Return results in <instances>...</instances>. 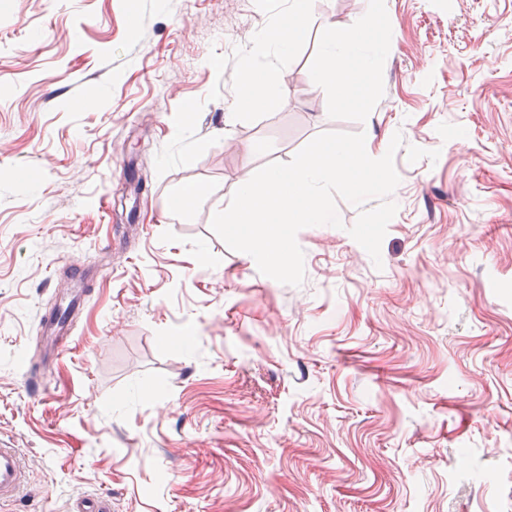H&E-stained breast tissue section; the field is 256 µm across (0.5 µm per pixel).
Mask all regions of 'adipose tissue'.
Instances as JSON below:
<instances>
[{"instance_id": "1", "label": "adipose tissue", "mask_w": 512, "mask_h": 512, "mask_svg": "<svg viewBox=\"0 0 512 512\" xmlns=\"http://www.w3.org/2000/svg\"><path fill=\"white\" fill-rule=\"evenodd\" d=\"M315 7V0H290L288 14L277 25L256 32L249 51V61L238 75L236 105L242 109L266 107L273 86L272 72L257 75L254 62L277 57L291 49L295 38L304 32ZM386 47L361 35L359 28L339 31L327 36L321 48L318 68L329 71L332 81L345 82L349 77L371 82L375 74V59Z\"/></svg>"}]
</instances>
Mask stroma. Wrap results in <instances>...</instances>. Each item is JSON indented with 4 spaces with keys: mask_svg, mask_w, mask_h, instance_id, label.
<instances>
[{
    "mask_svg": "<svg viewBox=\"0 0 512 512\" xmlns=\"http://www.w3.org/2000/svg\"><path fill=\"white\" fill-rule=\"evenodd\" d=\"M288 0H0V512H512V0H319L236 110ZM364 26L376 78L324 38ZM234 112L232 124L224 115ZM402 134L381 265L301 229L284 285L211 230L240 182L324 132ZM200 190L192 210L173 208ZM88 270L68 351L41 315ZM315 0L289 1L288 14L277 25L261 29L253 36L248 55L238 75V97L236 105L242 109H258L270 103L269 90L273 87L270 69L263 76L255 73V61L275 58L291 49L295 38L304 32L315 7ZM361 29L362 24L358 22L350 30L336 31L324 39L316 65L319 69L330 66L329 76L334 83H344L349 76L351 79L359 77L364 83L373 80L375 59L386 52L387 47L362 36ZM349 62H353V69L348 68ZM26 484L21 452L0 443V503L18 497ZM71 512H112V498L78 492L71 500Z\"/></svg>",
    "mask_w": 512,
    "mask_h": 512,
    "instance_id": "obj_1",
    "label": "stroma"
}]
</instances>
